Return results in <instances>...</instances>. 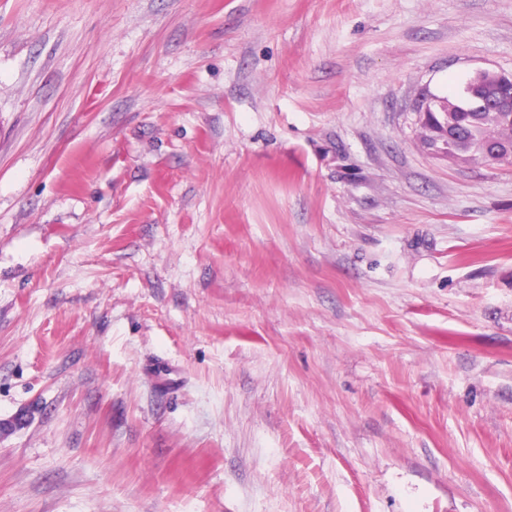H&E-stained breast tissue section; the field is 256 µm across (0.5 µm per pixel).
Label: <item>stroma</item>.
<instances>
[{"mask_svg": "<svg viewBox=\"0 0 512 512\" xmlns=\"http://www.w3.org/2000/svg\"><path fill=\"white\" fill-rule=\"evenodd\" d=\"M479 68L512 0H0V512H512ZM484 77L495 85V99L488 100L492 89L483 84ZM448 96H429L425 114H418V139L436 158H447L467 165L496 163L512 165V72L481 69L469 77L460 92ZM460 95L461 112L457 107ZM509 112H486L499 110ZM448 130V140L446 133ZM498 151L497 156L491 150Z\"/></svg>", "mask_w": 512, "mask_h": 512, "instance_id": "1", "label": "stroma"}]
</instances>
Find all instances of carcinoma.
<instances>
[{
  "label": "carcinoma",
  "instance_id": "obj_1",
  "mask_svg": "<svg viewBox=\"0 0 512 512\" xmlns=\"http://www.w3.org/2000/svg\"><path fill=\"white\" fill-rule=\"evenodd\" d=\"M459 95L450 93L427 102L418 114V139L437 158L457 163L512 165V110L462 112Z\"/></svg>",
  "mask_w": 512,
  "mask_h": 512
}]
</instances>
